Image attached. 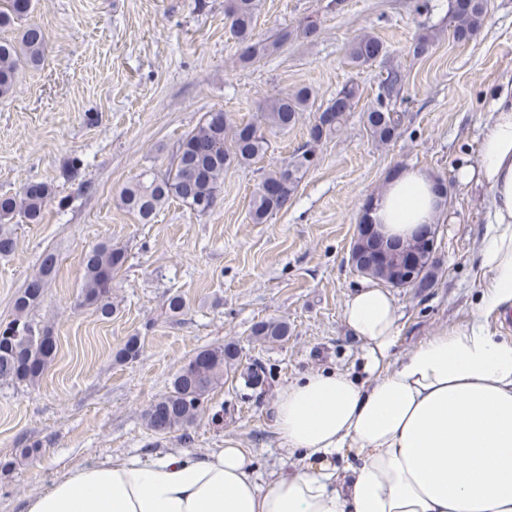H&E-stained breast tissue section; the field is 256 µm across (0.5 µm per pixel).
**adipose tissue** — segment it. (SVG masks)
Returning a JSON list of instances; mask_svg holds the SVG:
<instances>
[{"label": "adipose tissue", "instance_id": "obj_1", "mask_svg": "<svg viewBox=\"0 0 512 512\" xmlns=\"http://www.w3.org/2000/svg\"><path fill=\"white\" fill-rule=\"evenodd\" d=\"M475 174L491 189L479 315L400 355L392 296L357 288L343 318L364 344V378L315 371L273 405L285 455L306 467L263 480L230 442L202 455L108 457L30 495L25 512H512V341L485 324L512 306V82L495 93ZM441 212L432 177L407 167L375 194L369 218L410 238ZM345 456L357 466L339 469Z\"/></svg>", "mask_w": 512, "mask_h": 512}]
</instances>
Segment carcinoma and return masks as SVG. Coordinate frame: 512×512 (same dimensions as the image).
<instances>
[{
	"label": "carcinoma",
	"mask_w": 512,
	"mask_h": 512,
	"mask_svg": "<svg viewBox=\"0 0 512 512\" xmlns=\"http://www.w3.org/2000/svg\"><path fill=\"white\" fill-rule=\"evenodd\" d=\"M261 8V0H227L225 14L229 30L241 46L239 60L253 64L276 51L293 37L307 39L316 31L313 20L301 22L295 29L279 31L265 39L253 38V21ZM31 9V0H0V28L7 27ZM487 0H465L449 11V29L458 42L476 36L485 24ZM46 38L37 25H30L22 33L19 44L0 40V97L13 92L19 68L41 61ZM386 54L384 43L370 34L356 38L348 48L350 62L360 67L375 62ZM404 76L392 69L387 73L376 105L363 113L364 124L371 140L383 145L393 140L402 123V113L395 108ZM360 98L358 83L348 81L336 95L318 107L309 125L308 140L288 161L269 170L251 194L249 214L256 224L281 210L297 192L301 182L314 166L316 148L323 142L340 136L346 126L349 112ZM313 91L308 86H297L265 101L260 116L247 123H236L226 114L207 115L199 125L181 140L163 171L143 170L119 194L120 206L150 221L171 200H177L199 214H207L215 207L224 171L233 166L249 165L269 149L265 132L286 133L294 127L302 113L312 111ZM50 187L37 182L26 186L15 195L0 196V255L11 254L16 247L12 233L1 226L14 216L36 224L51 199ZM126 254L120 248L101 243L85 252L83 257V284L79 305L92 308L101 318L114 314L112 278L124 265ZM56 258L47 253L40 268L15 300L16 317L0 327V381L33 385L39 381L54 358L55 340L49 327L29 319L28 313L43 299L46 284L55 272ZM360 275L382 281L393 288H431L437 271L433 254L421 256L420 266L413 280L404 285L397 281L393 263L357 266ZM288 335V323L270 318L255 323L251 336L260 342L278 341ZM142 345L139 337H129L117 351V360L129 363L139 359ZM237 345L204 347L189 358L177 371L170 390L155 399L142 412L147 427L157 435L165 436L193 424L203 412L204 403L217 387L224 384V371L240 365ZM240 378L253 390L270 385V374L258 363H251L241 371Z\"/></svg>",
	"instance_id": "carcinoma-1"
}]
</instances>
